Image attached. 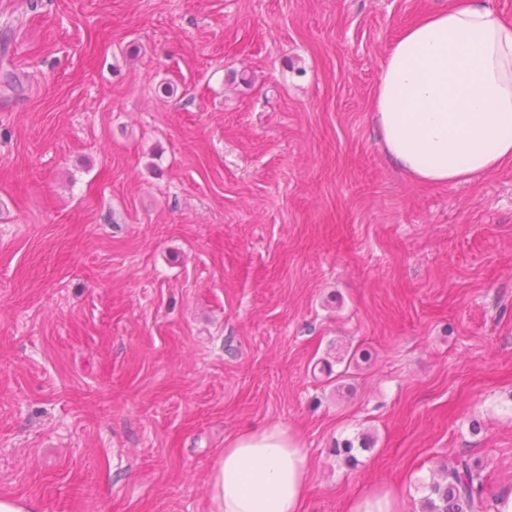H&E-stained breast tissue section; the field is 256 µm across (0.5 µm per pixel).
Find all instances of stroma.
<instances>
[{"label": "stroma", "mask_w": 512, "mask_h": 512, "mask_svg": "<svg viewBox=\"0 0 512 512\" xmlns=\"http://www.w3.org/2000/svg\"><path fill=\"white\" fill-rule=\"evenodd\" d=\"M447 5L0 0V495L207 512L225 442L279 424L303 512H419L463 452L512 497V165L416 182L369 107ZM352 512H400L402 505L399 497L391 490H376L358 499L352 506Z\"/></svg>", "instance_id": "stroma-1"}]
</instances>
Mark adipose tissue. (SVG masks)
I'll list each match as a JSON object with an SVG mask.
<instances>
[{
  "label": "adipose tissue",
  "mask_w": 512,
  "mask_h": 512,
  "mask_svg": "<svg viewBox=\"0 0 512 512\" xmlns=\"http://www.w3.org/2000/svg\"><path fill=\"white\" fill-rule=\"evenodd\" d=\"M370 110L383 149L413 179L463 183L512 163V18L493 0H448L389 46ZM208 512H302L307 459L286 427L229 441Z\"/></svg>",
  "instance_id": "ef3b65f1"
}]
</instances>
